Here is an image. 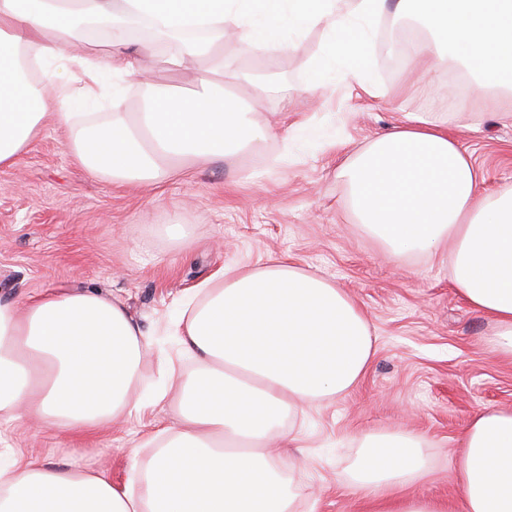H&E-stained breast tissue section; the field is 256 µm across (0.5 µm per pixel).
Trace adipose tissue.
Segmentation results:
<instances>
[{
	"label": "adipose tissue",
	"mask_w": 512,
	"mask_h": 512,
	"mask_svg": "<svg viewBox=\"0 0 512 512\" xmlns=\"http://www.w3.org/2000/svg\"><path fill=\"white\" fill-rule=\"evenodd\" d=\"M425 29L405 55L423 72L459 61L478 93L512 94V0H0V167L35 136L52 102H90L107 75L135 65L109 41L91 59L82 19L109 28L149 21L177 40L171 70L210 59L214 76L191 94L157 93L136 118L112 109L61 112L69 149L91 173L150 182L171 160L224 156L264 134L225 94L224 31L270 53L322 28L312 88L336 75L368 88L370 35L386 13ZM74 61L80 92L61 84L50 59ZM352 206L393 253L453 240L449 277L490 319L494 343L512 359V185L480 192L483 176L442 124L407 117L345 167ZM198 363L179 374L178 425L155 433L159 449L137 486L103 473L38 463L0 438V512H297L299 488L282 462L299 447L286 418L347 393L370 367L375 338L355 300L331 282L279 259L200 284L174 324ZM151 339L124 303L95 288H55L19 305L0 301V425L36 421L79 435L165 398L137 387ZM418 434L366 432L350 472L373 494L370 512H512V409H485L464 429L454 459L456 495H410L431 460Z\"/></svg>",
	"instance_id": "adipose-tissue-1"
}]
</instances>
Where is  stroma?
<instances>
[{"label": "stroma", "mask_w": 512, "mask_h": 512, "mask_svg": "<svg viewBox=\"0 0 512 512\" xmlns=\"http://www.w3.org/2000/svg\"><path fill=\"white\" fill-rule=\"evenodd\" d=\"M396 25L385 15L370 40L378 98L343 77L311 87L313 61L325 47L322 28L273 55L226 41L224 81L255 100L253 121L267 134L260 148L177 162L151 184H115L77 164L67 129L48 118L17 164L0 168V297L21 304L58 286L112 292L151 335L140 390L156 384L165 365L195 369L169 322L181 296L220 269H260L285 258L358 302L377 338L371 366L347 395L286 422L309 457L283 463L304 491L299 512L366 506L370 496L351 489L347 468L359 435L371 431L422 434L432 473L420 491L448 497L457 439L470 419L486 408L512 409V362L495 351L488 319L452 286L447 252L392 254L350 206L343 165L411 113L444 123L469 148L488 175L485 190L512 185V98L446 92L450 61L427 75L409 63L391 66L386 37ZM125 50L155 65L154 84L128 79L118 86L131 114L155 88L186 93L211 75L205 60L166 71L168 42L137 40ZM173 224L184 226L185 237L169 233ZM178 407L173 390L121 424L78 439L29 422L10 428L9 441L39 461L103 471L122 489L137 483L156 451L149 436L174 425Z\"/></svg>", "instance_id": "35a3bbf8"}]
</instances>
